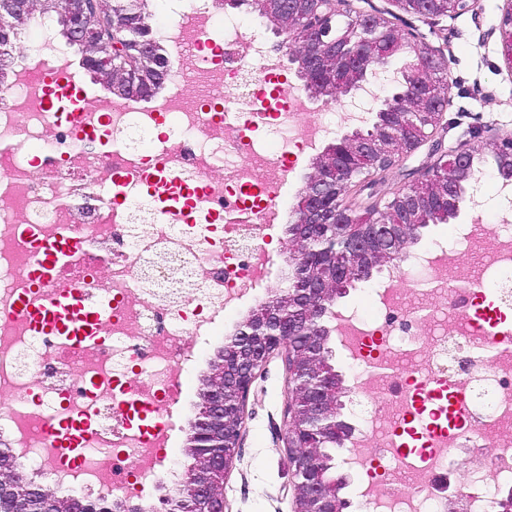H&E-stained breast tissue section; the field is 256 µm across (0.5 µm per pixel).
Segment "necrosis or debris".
Instances as JSON below:
<instances>
[{
  "label": "necrosis or debris",
  "mask_w": 512,
  "mask_h": 512,
  "mask_svg": "<svg viewBox=\"0 0 512 512\" xmlns=\"http://www.w3.org/2000/svg\"><path fill=\"white\" fill-rule=\"evenodd\" d=\"M29 28L37 36L33 61L0 83V423L20 448V466L58 490L155 512L144 490L171 478L165 450L181 427L172 369L200 357V339L213 335L217 317L267 284L269 213L283 201L294 157L330 129L310 118L294 89H284L278 107L262 106L272 51L250 24L218 16L205 0H188L161 28L178 55L162 97L145 109L125 100L89 104L78 124L36 105L35 93L68 71L71 58L48 19L34 17ZM164 113L174 124L158 137ZM262 125L277 137H247ZM118 137L121 147L108 151V139ZM157 166L197 184L198 208L224 214V224H185L146 205L141 186ZM117 170L126 179L120 203L111 194ZM242 209L251 210L250 222L233 220ZM61 238L85 253L69 264V281L104 312L99 336L74 349L36 335L11 310L31 284L39 241ZM455 243L477 247L481 259L449 266ZM413 262L431 285L422 311L408 308L401 281L369 285L366 314L342 311L345 359L362 380L352 402L360 426L352 469L366 473L378 461L406 485L399 495L359 487L357 512H447L457 492L470 512H500L483 472L512 482V342H490L470 315L483 293L512 288V217L450 225L447 241L428 244ZM429 378L466 399V418L455 432H429L426 453L404 459L397 429ZM89 382L94 392H86ZM129 395L152 407L157 425H132ZM24 399L30 405L22 410ZM70 409L93 425V448L76 467L52 451L48 433Z\"/></svg>",
  "instance_id": "4bbe7bcc"
}]
</instances>
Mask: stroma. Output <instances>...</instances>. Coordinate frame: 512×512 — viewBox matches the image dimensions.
<instances>
[{
	"label": "stroma",
	"mask_w": 512,
	"mask_h": 512,
	"mask_svg": "<svg viewBox=\"0 0 512 512\" xmlns=\"http://www.w3.org/2000/svg\"><path fill=\"white\" fill-rule=\"evenodd\" d=\"M353 6L366 13L383 12L400 29L416 34L421 41L442 52L449 89L439 135L451 151L466 143L482 146L485 167L494 170V148L489 140L495 134H512V67L508 66L499 41L505 0H480L478 11L434 20L407 14L394 0H354ZM215 11L223 17L250 20L261 42L283 56V71L289 84L301 88L291 49L283 45L281 36L265 19L245 6L219 5ZM436 160L429 146H421L409 158L394 162L385 171L357 179L348 201L358 205L372 199L390 200L410 182L411 172L433 165ZM312 172L311 155L300 157L286 186L283 221L265 242L274 259L268 293L283 289L292 272L287 228ZM257 306V301L246 302L235 314L221 320L218 335L202 338L203 357L182 371L188 385L175 407L177 413L188 418L193 416L216 352ZM288 392L284 355L279 352L258 373L246 400L240 458L224 480L227 512H293V477L283 441Z\"/></svg>",
	"instance_id": "stroma-1"
}]
</instances>
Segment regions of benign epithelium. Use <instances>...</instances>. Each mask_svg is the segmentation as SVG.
Segmentation results:
<instances>
[{"mask_svg": "<svg viewBox=\"0 0 512 512\" xmlns=\"http://www.w3.org/2000/svg\"><path fill=\"white\" fill-rule=\"evenodd\" d=\"M53 0H0V45L11 43L14 21ZM139 0H67L62 23L69 39L85 49L82 67L101 78L115 95L135 92L148 99L152 92L134 85L146 68L167 62L155 52V39L130 40L127 34L141 29ZM351 0H316L315 12L302 10L298 0H246L253 12L269 19L279 34L304 49L299 74L308 99L320 96L318 75L328 66L329 39L326 22L344 16L351 35L344 43L340 63L348 69H363L362 81L342 90L357 95L376 75L386 71L392 56L411 48L413 61L402 78L390 85L384 99L393 122L378 120L368 134L355 131L325 146L313 157L311 175L294 212L300 231L291 237L294 287L280 290L262 303L259 314H251L237 329L224 354L211 367L206 379L205 409L191 424L189 448L198 481L190 487L191 498L206 504V512H225L221 479L239 457L243 410L257 371L270 356L286 353V368L292 384V399L285 410L284 441L289 451L294 484V512H344L348 501L339 496L340 484L329 475L331 465L317 448L327 440L353 438L355 427L342 419V380L328 364L324 349L335 335L333 318L341 286L372 276L385 265H399L406 248L417 239L421 225L428 223L420 213L410 224H342L327 219L329 194L341 195L346 165L343 152L367 158L376 165L404 151L401 133L415 143L432 142L442 150L434 135L442 125L446 97L436 94L432 77L443 70L442 57L413 33H402L383 18L355 14ZM499 28L503 50L512 55V0ZM474 147L452 151L451 164L441 172L427 171L425 181L437 190L454 189L473 174ZM33 499L37 512H63L66 497L56 490L36 488L20 477L0 480V512H25L17 507Z\"/></svg>", "mask_w": 512, "mask_h": 512, "instance_id": "benign-epithelium-1", "label": "benign epithelium"}]
</instances>
